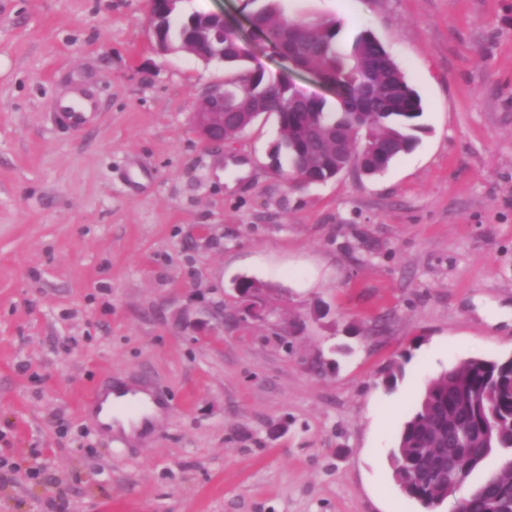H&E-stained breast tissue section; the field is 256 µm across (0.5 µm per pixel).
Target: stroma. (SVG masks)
Wrapping results in <instances>:
<instances>
[{
	"label": "stroma",
	"instance_id": "35a3bbf8",
	"mask_svg": "<svg viewBox=\"0 0 512 512\" xmlns=\"http://www.w3.org/2000/svg\"><path fill=\"white\" fill-rule=\"evenodd\" d=\"M283 7L344 47L372 32L420 92L383 174L290 188L273 112L201 141L227 72L159 53L149 0H0V512H421L403 422L440 373L512 354V0ZM77 84L98 117L72 131ZM242 277L268 321H235ZM219 298L223 341L175 324ZM111 376L166 405L117 444L80 408Z\"/></svg>",
	"mask_w": 512,
	"mask_h": 512
}]
</instances>
